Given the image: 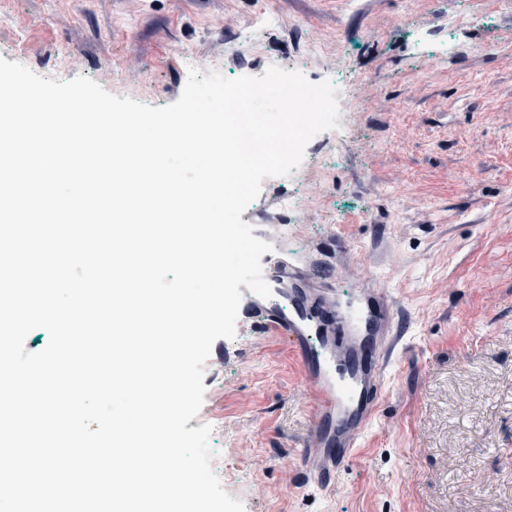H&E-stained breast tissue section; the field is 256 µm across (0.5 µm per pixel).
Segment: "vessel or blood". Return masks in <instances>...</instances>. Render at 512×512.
Segmentation results:
<instances>
[{
    "label": "vessel or blood",
    "instance_id": "vessel-or-blood-1",
    "mask_svg": "<svg viewBox=\"0 0 512 512\" xmlns=\"http://www.w3.org/2000/svg\"><path fill=\"white\" fill-rule=\"evenodd\" d=\"M261 237L272 246L261 260L272 294L264 299L243 290L239 314L256 333L280 339L296 354L310 413L299 460L303 484L332 494L359 456L407 339L388 293H344L333 278L317 279L292 265L278 231Z\"/></svg>",
    "mask_w": 512,
    "mask_h": 512
}]
</instances>
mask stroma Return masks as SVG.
<instances>
[{
  "label": "stroma",
  "mask_w": 512,
  "mask_h": 512,
  "mask_svg": "<svg viewBox=\"0 0 512 512\" xmlns=\"http://www.w3.org/2000/svg\"><path fill=\"white\" fill-rule=\"evenodd\" d=\"M264 10L277 24L242 40ZM0 57L154 107L193 67L339 80L361 105L339 160L312 139L241 219L287 225L293 259L336 250L344 292L392 296L412 322L395 389L330 497L299 487L307 391L276 339H217L189 425L246 512H512V0H0Z\"/></svg>",
  "instance_id": "1"
}]
</instances>
